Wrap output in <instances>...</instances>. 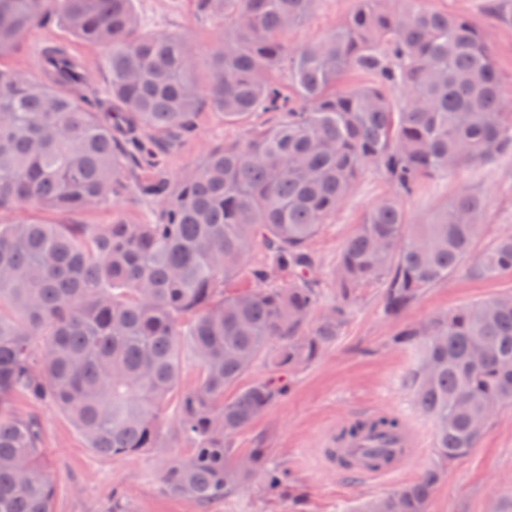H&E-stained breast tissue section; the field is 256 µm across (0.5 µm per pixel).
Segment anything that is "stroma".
<instances>
[{
  "instance_id": "stroma-1",
  "label": "stroma",
  "mask_w": 512,
  "mask_h": 512,
  "mask_svg": "<svg viewBox=\"0 0 512 512\" xmlns=\"http://www.w3.org/2000/svg\"><path fill=\"white\" fill-rule=\"evenodd\" d=\"M430 6L460 14L482 27L498 66L502 97L512 107V0H428ZM356 0H316L313 11L288 34L292 44L318 40L340 26L355 9ZM135 12L145 30L185 36L199 57L214 49L224 31V20L198 12L196 0H135ZM61 44L82 60L86 82L75 94L91 99L108 96L106 52L69 32L58 15L40 22L0 59L5 68L35 72L36 55L45 45ZM194 136L181 142L164 159L175 176L193 170L206 153L241 140L245 129L228 125L208 104ZM483 195L486 202L484 231L477 242L486 247L498 236L512 232V155L477 170L426 181L406 207L421 219L445 203L461 188ZM390 192L385 176L366 169L350 197L320 228L310 244L317 265L315 277L322 290V306L335 293L333 275L344 242L362 223L368 211ZM149 207L136 195L118 199L115 206L94 211L49 212L53 224H108L113 213L141 220ZM512 293V274L476 279L459 270L448 280L427 289L400 317L384 314L380 285L364 288L355 301L339 337L316 361L300 365L290 376L287 396L275 401L250 426L234 435L238 452L266 449L269 460L289 468L295 478L293 495L268 497L261 481H254L235 497L208 507L167 493L160 475L169 459L187 455L189 444L162 429L161 449L131 457L103 458L88 448L82 433L50 403L14 400L12 409L40 422L44 442V472L53 482L54 512H108L113 495L124 498L130 512H356L361 501L379 497L414 480L434 460L435 426L415 408L404 385L416 352L391 342L395 332L434 314L497 295ZM381 414L403 419L418 437L419 453L400 473L389 477H360L330 469L320 453L321 436L347 422ZM512 486V407L491 419L485 433L465 456L449 464L435 490L428 512H497L504 488Z\"/></svg>"
}]
</instances>
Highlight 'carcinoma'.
I'll use <instances>...</instances> for the list:
<instances>
[{
	"instance_id": "1",
	"label": "carcinoma",
	"mask_w": 512,
	"mask_h": 512,
	"mask_svg": "<svg viewBox=\"0 0 512 512\" xmlns=\"http://www.w3.org/2000/svg\"><path fill=\"white\" fill-rule=\"evenodd\" d=\"M315 0H198L224 16L205 59L176 34L140 28L133 0H0V58L54 7L74 35L108 51L112 111L75 98L72 82L0 67V512H53L42 429L10 413L14 398L54 403L102 457L159 449L161 423L190 444L160 476L202 507L255 477L271 497L285 472L266 449L231 437L284 395L281 375L333 343L358 293L379 283L398 317L462 267L512 274V234L474 252L485 203L462 190L421 220L406 201L427 179L512 154V112L484 31L421 0H358L342 25L294 46L288 30ZM350 70L376 82L341 88ZM245 125L276 121L210 150L189 175L159 163L167 138L194 132L201 101ZM368 167L391 191L343 245L334 303L312 327L321 293L309 244ZM134 192L145 221L13 223L17 209L76 212ZM263 248L258 289L225 283ZM419 356L405 385L435 425L436 462L357 512H428L445 465L475 447L512 406V294L467 304L394 337ZM199 366L179 387L184 347ZM270 375L227 390L258 360ZM391 415L356 419L347 436L397 433Z\"/></svg>"
}]
</instances>
